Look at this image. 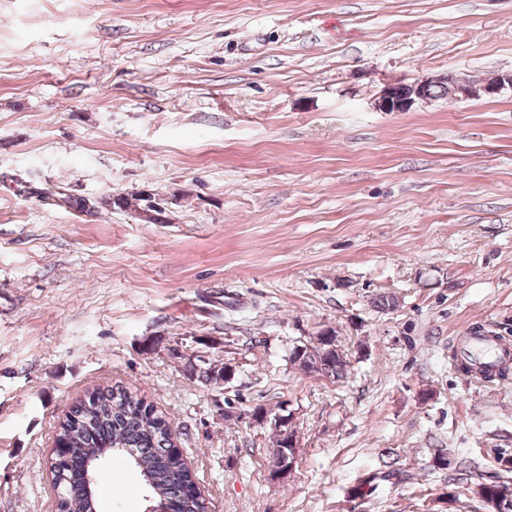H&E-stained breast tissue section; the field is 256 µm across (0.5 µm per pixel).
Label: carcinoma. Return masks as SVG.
<instances>
[{
	"mask_svg": "<svg viewBox=\"0 0 512 512\" xmlns=\"http://www.w3.org/2000/svg\"><path fill=\"white\" fill-rule=\"evenodd\" d=\"M58 201L81 212L94 208L87 199L62 192ZM104 204L117 209L133 205L141 210L144 222L164 223V207H152L140 197L133 202L117 194L105 199ZM318 337L322 346L305 345L300 352L294 350L288 357L289 362L306 374L336 381L346 378L350 362L336 356V346L339 345L336 330L324 328ZM235 375L231 366L214 358L199 368L197 377L209 386L222 389ZM270 431L272 447L281 451L283 458H288V440L292 432L278 424ZM57 441L65 445V455L50 468L49 477L58 488L60 512H98L100 490L111 481V471L104 470L94 481L89 476L105 458L121 461L137 471L156 503L169 512H207L205 499L185 493V487L193 482L192 473L175 444L168 421L153 405L122 385L95 388L79 397L58 425ZM393 478L405 481L409 475L391 470L380 476L367 477L352 488L351 497L365 501L374 491L376 480ZM504 486V481L479 483L473 493L485 503L489 512H512V498L502 493Z\"/></svg>",
	"mask_w": 512,
	"mask_h": 512,
	"instance_id": "carcinoma-1",
	"label": "carcinoma"
}]
</instances>
